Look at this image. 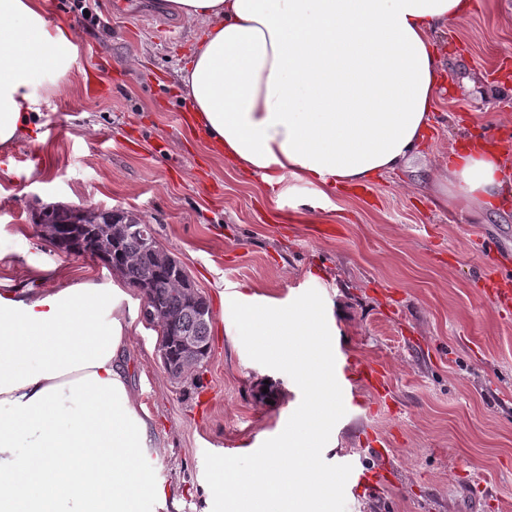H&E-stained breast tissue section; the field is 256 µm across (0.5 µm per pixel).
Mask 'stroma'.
I'll return each mask as SVG.
<instances>
[{"instance_id":"stroma-1","label":"stroma","mask_w":512,"mask_h":512,"mask_svg":"<svg viewBox=\"0 0 512 512\" xmlns=\"http://www.w3.org/2000/svg\"><path fill=\"white\" fill-rule=\"evenodd\" d=\"M40 4L76 35L79 64L37 77L32 131L0 151V285L39 289L44 265L112 277L40 237L32 217L42 207L100 206L153 224L213 310L210 356L192 378L167 375L160 331L142 319L127 347L132 389L155 423L145 465L179 512H212L205 453L256 451L301 401L287 374L248 357L224 294L275 307L310 289L334 303L346 414L325 460L353 467L346 512H512V308L485 291L490 278L512 287V214L470 224L431 193L461 138L512 130V0H473L449 23L439 42L448 90L420 154L323 198L292 180L276 202L193 127L181 76L202 29L149 0ZM98 77L104 95L85 98ZM368 364L386 374L383 404L345 378ZM377 468L391 474L382 489L362 480Z\"/></svg>"}]
</instances>
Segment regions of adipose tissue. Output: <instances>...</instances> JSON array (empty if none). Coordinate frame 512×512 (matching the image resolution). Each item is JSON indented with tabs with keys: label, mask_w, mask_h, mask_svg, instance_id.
Wrapping results in <instances>:
<instances>
[{
	"label": "adipose tissue",
	"mask_w": 512,
	"mask_h": 512,
	"mask_svg": "<svg viewBox=\"0 0 512 512\" xmlns=\"http://www.w3.org/2000/svg\"><path fill=\"white\" fill-rule=\"evenodd\" d=\"M205 27L183 82L194 124L226 162L281 199L369 184L422 147L446 71L436 47L472 0H164ZM79 58L38 0H0V149L30 131L37 73ZM440 206L485 223L512 163L479 144L448 158ZM0 290V512H160L174 501L143 461L154 426L130 384L135 314L120 283Z\"/></svg>",
	"instance_id": "adipose-tissue-1"
}]
</instances>
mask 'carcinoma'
Returning a JSON list of instances; mask_svg holds the SVG:
<instances>
[{"mask_svg": "<svg viewBox=\"0 0 512 512\" xmlns=\"http://www.w3.org/2000/svg\"><path fill=\"white\" fill-rule=\"evenodd\" d=\"M77 210L71 206L53 205L34 214L33 224H51L58 233L53 247L68 252L78 246L88 231L78 227ZM140 224L128 225V230L118 238L113 260L120 264V272L126 284L136 289L139 286L142 268L151 265L157 268L156 288L149 295L147 306L159 307L177 315V319L160 330V340L166 343L170 353H175L176 340L187 334L198 336L202 342H210L211 321H200L188 304L185 290L186 269L174 264L176 258L166 251H150L142 243Z\"/></svg>", "mask_w": 512, "mask_h": 512, "instance_id": "1", "label": "carcinoma"}]
</instances>
